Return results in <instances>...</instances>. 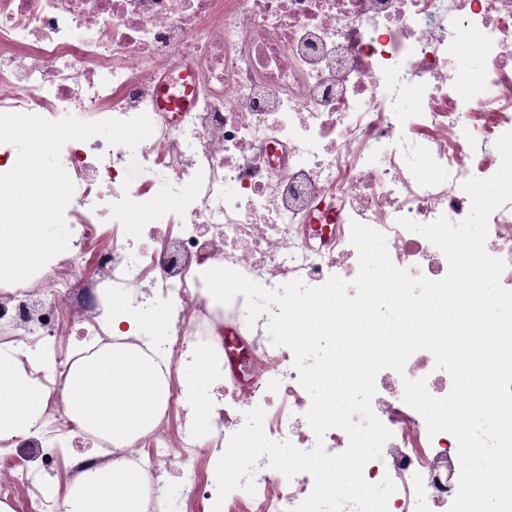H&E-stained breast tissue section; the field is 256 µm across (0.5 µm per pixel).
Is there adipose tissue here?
Listing matches in <instances>:
<instances>
[{
    "mask_svg": "<svg viewBox=\"0 0 512 512\" xmlns=\"http://www.w3.org/2000/svg\"><path fill=\"white\" fill-rule=\"evenodd\" d=\"M154 379L149 364L102 356L70 376L71 412L82 425L112 434L115 443H122L155 423L159 403ZM47 399L24 373L0 360V434L28 430L45 410ZM143 481V474L126 460H114L92 480L70 488L67 512H139Z\"/></svg>",
    "mask_w": 512,
    "mask_h": 512,
    "instance_id": "1",
    "label": "adipose tissue"
}]
</instances>
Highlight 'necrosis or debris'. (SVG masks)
<instances>
[{
	"label": "necrosis or debris",
	"instance_id": "4bbe7bcc",
	"mask_svg": "<svg viewBox=\"0 0 512 512\" xmlns=\"http://www.w3.org/2000/svg\"><path fill=\"white\" fill-rule=\"evenodd\" d=\"M464 29L482 66L462 94L448 62ZM78 101L80 120L144 114L153 132L132 151L100 136L65 143L70 243L30 278L0 283V345L48 394L29 436L0 438V512H63L45 492L57 449H95L69 459L72 483L111 461V438L73 419L66 381L132 346L162 391L155 425L125 452L148 476L141 512H295L311 475L286 477L265 456L255 492L216 500L217 463L248 411L264 410L270 440L308 450L316 438L292 350L272 343L268 316L248 323L243 296L218 304L202 274L226 267L268 289L353 280L356 221L385 235L397 267L444 278V253L397 220L460 221L462 182L498 171L496 142L512 131V0H0V113L57 121ZM485 250L512 290V202L491 214ZM143 314L163 316L165 331H113ZM201 350L224 385L208 435L187 380ZM407 377L437 398L452 388L426 350L404 374L380 372L371 408L392 437L363 476L395 483L388 512H448L457 441L428 435L403 400ZM165 471L183 475L180 495Z\"/></svg>",
	"mask_w": 512,
	"mask_h": 512
}]
</instances>
